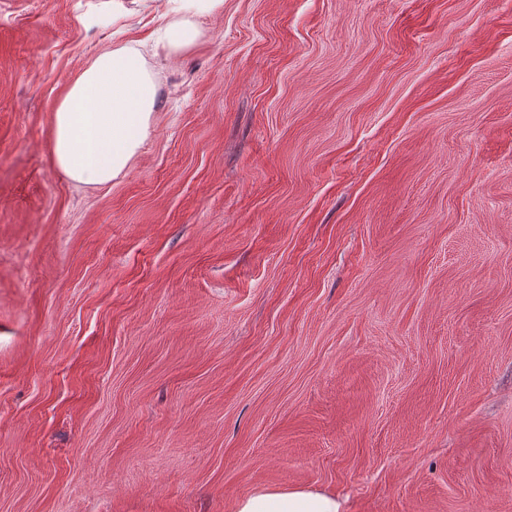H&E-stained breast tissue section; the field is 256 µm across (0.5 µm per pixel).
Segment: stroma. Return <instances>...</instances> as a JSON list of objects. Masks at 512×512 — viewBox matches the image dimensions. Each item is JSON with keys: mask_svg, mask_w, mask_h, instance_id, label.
Masks as SVG:
<instances>
[{"mask_svg": "<svg viewBox=\"0 0 512 512\" xmlns=\"http://www.w3.org/2000/svg\"><path fill=\"white\" fill-rule=\"evenodd\" d=\"M0 0V512H512V0ZM95 25H88V18ZM142 51L112 183L53 112ZM175 4L173 11L189 15L212 13L224 6V0H170ZM200 36L198 27L187 19H173L160 32V40L168 53L177 54ZM156 93L133 46L98 55L67 85L54 113L55 165L81 186L117 179L149 135ZM235 512H345L336 494L309 486L261 488L240 499Z\"/></svg>", "mask_w": 512, "mask_h": 512, "instance_id": "1", "label": "stroma"}]
</instances>
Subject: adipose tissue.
Returning <instances> with one entry per match:
<instances>
[{
  "label": "adipose tissue",
  "mask_w": 512,
  "mask_h": 512,
  "mask_svg": "<svg viewBox=\"0 0 512 512\" xmlns=\"http://www.w3.org/2000/svg\"><path fill=\"white\" fill-rule=\"evenodd\" d=\"M178 19L160 32L168 53L193 44L192 18L224 0H173ZM156 83L140 52L129 45L98 55L67 85L54 113L53 156L74 183H111L129 166L150 132ZM235 512H344L336 494L309 486L261 488L240 499Z\"/></svg>",
  "instance_id": "ef3b65f1"
}]
</instances>
